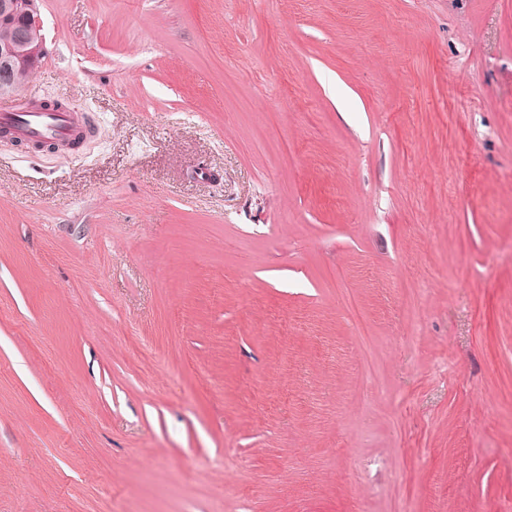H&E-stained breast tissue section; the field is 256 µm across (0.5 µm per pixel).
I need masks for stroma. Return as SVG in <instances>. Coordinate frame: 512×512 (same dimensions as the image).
Here are the masks:
<instances>
[{"label":"stroma","instance_id":"obj_1","mask_svg":"<svg viewBox=\"0 0 512 512\" xmlns=\"http://www.w3.org/2000/svg\"><path fill=\"white\" fill-rule=\"evenodd\" d=\"M38 11L0 512H512V0ZM88 127L86 116L82 117L80 124L75 112H41L37 108L28 112L4 108L0 112V129L8 131L21 142L69 145Z\"/></svg>","mask_w":512,"mask_h":512}]
</instances>
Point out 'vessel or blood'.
Returning <instances> with one entry per match:
<instances>
[{"instance_id": "vessel-or-blood-1", "label": "vessel or blood", "mask_w": 512, "mask_h": 512, "mask_svg": "<svg viewBox=\"0 0 512 512\" xmlns=\"http://www.w3.org/2000/svg\"><path fill=\"white\" fill-rule=\"evenodd\" d=\"M88 127V122L79 121L73 112H43L35 108L26 112L0 110V129L27 143L68 145Z\"/></svg>"}]
</instances>
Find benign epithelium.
I'll list each match as a JSON object with an SVG mask.
<instances>
[{
    "mask_svg": "<svg viewBox=\"0 0 512 512\" xmlns=\"http://www.w3.org/2000/svg\"><path fill=\"white\" fill-rule=\"evenodd\" d=\"M36 0H0V15H18L21 23L0 40V97H11L19 88L22 72H32L45 51V36Z\"/></svg>",
    "mask_w": 512,
    "mask_h": 512,
    "instance_id": "7a95c632",
    "label": "benign epithelium"
}]
</instances>
